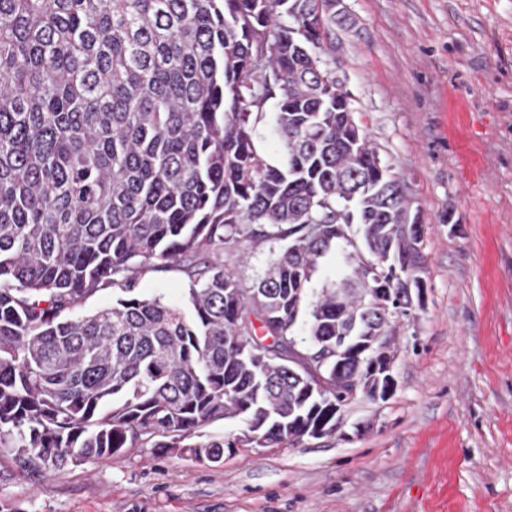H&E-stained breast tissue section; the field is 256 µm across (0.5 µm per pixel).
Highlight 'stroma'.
I'll use <instances>...</instances> for the list:
<instances>
[{"mask_svg":"<svg viewBox=\"0 0 512 512\" xmlns=\"http://www.w3.org/2000/svg\"><path fill=\"white\" fill-rule=\"evenodd\" d=\"M342 6L326 55L424 217L394 395L218 463L141 447L31 471L0 448V512H512V0Z\"/></svg>","mask_w":512,"mask_h":512,"instance_id":"35a3bbf8","label":"stroma"}]
</instances>
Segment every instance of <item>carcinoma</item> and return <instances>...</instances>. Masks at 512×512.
Here are the masks:
<instances>
[{"label": "carcinoma", "instance_id": "carcinoma-1", "mask_svg": "<svg viewBox=\"0 0 512 512\" xmlns=\"http://www.w3.org/2000/svg\"><path fill=\"white\" fill-rule=\"evenodd\" d=\"M338 21L336 0H0V447L24 466L293 447L310 389L318 419L374 396L352 358L289 370L342 336L395 357L387 294L424 304L420 208L323 58ZM271 103L277 164L253 133ZM244 245L273 254L251 282ZM156 272L188 305L140 292ZM221 419L243 429L202 434ZM344 272L345 265L340 252H332L322 259L314 287L320 288L323 284L335 282Z\"/></svg>", "mask_w": 512, "mask_h": 512}]
</instances>
